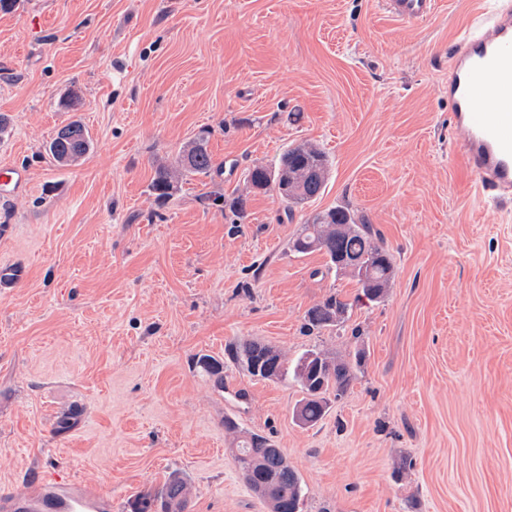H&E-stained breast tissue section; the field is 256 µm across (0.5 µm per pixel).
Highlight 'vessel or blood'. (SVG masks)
Listing matches in <instances>:
<instances>
[{"label": "vessel or blood", "instance_id": "b4317fda", "mask_svg": "<svg viewBox=\"0 0 512 512\" xmlns=\"http://www.w3.org/2000/svg\"><path fill=\"white\" fill-rule=\"evenodd\" d=\"M396 21L430 18L436 0H382ZM448 102L460 149L480 193L512 201V0H494L448 57ZM0 512H112V496L72 478L36 475L0 491Z\"/></svg>", "mask_w": 512, "mask_h": 512}]
</instances>
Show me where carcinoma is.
I'll return each instance as SVG.
<instances>
[{
  "label": "carcinoma",
  "mask_w": 512,
  "mask_h": 512,
  "mask_svg": "<svg viewBox=\"0 0 512 512\" xmlns=\"http://www.w3.org/2000/svg\"><path fill=\"white\" fill-rule=\"evenodd\" d=\"M211 131L200 130L185 143L175 158L155 164L150 191L155 199L166 203L179 181L191 176H211L214 161L209 149ZM92 147L88 130L78 121L60 128L48 144V153L61 166H68L84 157ZM331 162L327 154L311 142L288 147L274 165L255 166L245 174V191L224 196L216 194L212 201L239 224L248 214L250 197L257 193L276 191L287 206L303 204L317 197L329 179ZM296 255L320 252L326 258L328 273L344 274L358 285L354 302L333 293L313 304L304 315V327L320 332L337 327L348 319L353 303H374L382 300L390 287L395 266L390 252L380 243L373 226L358 221L344 208L319 212L300 225L290 243ZM227 358L250 376L269 381L293 378L303 397L293 410V417L311 427L326 415L330 398L344 396L350 389L356 371L362 366L366 352L358 349L347 354L308 349L288 364L286 353L279 347L259 339L236 341L226 349ZM196 364L218 385H224V363L207 355ZM224 428L232 434V448L238 469L245 483L257 496L268 492V512H300L304 498L301 481L288 464L282 449L267 437L244 431L231 419H224ZM189 488L174 475L155 493H147L132 503L133 512H183L188 503Z\"/></svg>",
  "instance_id": "obj_1"
}]
</instances>
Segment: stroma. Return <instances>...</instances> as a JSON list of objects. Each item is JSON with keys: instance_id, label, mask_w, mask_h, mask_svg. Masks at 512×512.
Segmentation results:
<instances>
[{"instance_id": "stroma-1", "label": "stroma", "mask_w": 512, "mask_h": 512, "mask_svg": "<svg viewBox=\"0 0 512 512\" xmlns=\"http://www.w3.org/2000/svg\"><path fill=\"white\" fill-rule=\"evenodd\" d=\"M488 0H437L405 26L380 0H19L0 10V484L41 471L99 484L112 512L171 472L190 512H267L229 449L225 418L271 439L305 489L303 512H512V202L476 188L448 107V51ZM77 89L82 106L59 104ZM300 113L297 123L287 113ZM80 120L78 164L46 151ZM221 171L166 205L153 162L201 128ZM310 141L327 184L286 207L252 197L231 223L206 191ZM336 206L393 255L385 298L309 334L306 310L356 283L296 256L299 224ZM360 336H353V329ZM257 338L296 357L368 352L349 392L299 426L291 381L224 359ZM222 359L224 385L194 365ZM73 425L59 431L64 416ZM410 469H403V461Z\"/></svg>"}]
</instances>
